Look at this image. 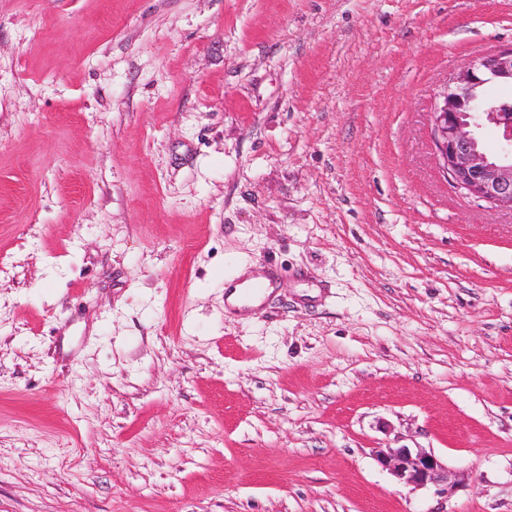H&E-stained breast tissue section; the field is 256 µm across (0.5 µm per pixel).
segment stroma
<instances>
[{
    "mask_svg": "<svg viewBox=\"0 0 512 512\" xmlns=\"http://www.w3.org/2000/svg\"><path fill=\"white\" fill-rule=\"evenodd\" d=\"M510 44L512 0H0V512H512V214L429 121ZM272 279L265 277L263 280H254L248 282L242 286L240 289L241 297L248 301L249 303H257L252 306L253 309H259L262 307L264 300L266 299V295L268 293V289L271 288ZM378 463L403 485L412 489L445 486L448 494L456 489L448 466L431 451L422 448H387L376 451Z\"/></svg>",
    "mask_w": 512,
    "mask_h": 512,
    "instance_id": "1",
    "label": "stroma"
}]
</instances>
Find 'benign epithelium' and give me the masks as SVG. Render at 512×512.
Returning a JSON list of instances; mask_svg holds the SVG:
<instances>
[{"label": "benign epithelium", "mask_w": 512, "mask_h": 512, "mask_svg": "<svg viewBox=\"0 0 512 512\" xmlns=\"http://www.w3.org/2000/svg\"><path fill=\"white\" fill-rule=\"evenodd\" d=\"M493 81L512 82V45L473 59L448 80L430 113L431 134L439 166L454 189L512 213V102L481 98V88ZM488 127L500 138L496 153L484 148ZM376 460L413 489L443 485L449 494L456 489L448 466L431 451L379 449Z\"/></svg>", "instance_id": "7a95c632"}]
</instances>
